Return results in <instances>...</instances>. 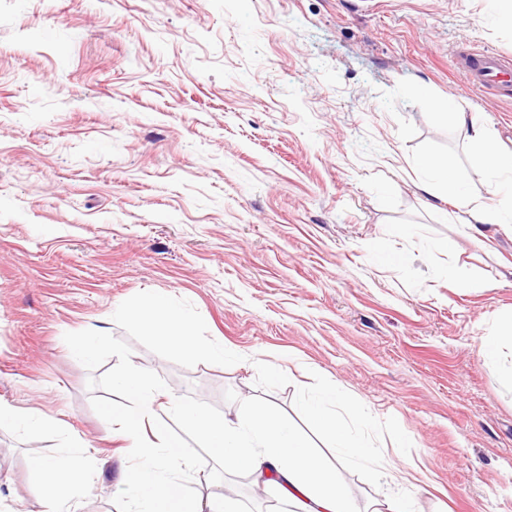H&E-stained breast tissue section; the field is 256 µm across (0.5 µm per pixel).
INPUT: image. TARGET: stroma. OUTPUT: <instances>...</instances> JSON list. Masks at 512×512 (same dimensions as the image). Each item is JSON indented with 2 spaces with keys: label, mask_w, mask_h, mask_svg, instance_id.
I'll use <instances>...</instances> for the list:
<instances>
[{
  "label": "stroma",
  "mask_w": 512,
  "mask_h": 512,
  "mask_svg": "<svg viewBox=\"0 0 512 512\" xmlns=\"http://www.w3.org/2000/svg\"><path fill=\"white\" fill-rule=\"evenodd\" d=\"M512 65L493 0H0V402L63 421L95 448L70 512H127L131 457L102 420L133 361L216 417L263 405L336 451L302 401L332 385L370 410L398 478L340 464L356 512H512V394L481 345L512 309V222L418 187L451 157L499 198L438 102L512 148V95L465 83L462 48ZM159 294L231 362L189 360L126 315ZM95 326L110 346L75 356ZM281 370L273 379L266 364ZM182 433L200 493L240 512L283 495ZM405 447H398V440ZM51 431L0 426V512H36L32 452ZM370 507L365 512H413L410 500L403 496L383 495L381 499H374Z\"/></svg>",
  "instance_id": "stroma-1"
}]
</instances>
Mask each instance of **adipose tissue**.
<instances>
[{"instance_id":"obj_1","label":"adipose tissue","mask_w":512,"mask_h":512,"mask_svg":"<svg viewBox=\"0 0 512 512\" xmlns=\"http://www.w3.org/2000/svg\"><path fill=\"white\" fill-rule=\"evenodd\" d=\"M453 119L478 145L477 161L489 174L493 189H500L501 177L512 173V150L494 148L488 131L465 113H454ZM419 167L425 177L423 192L453 197L471 210L477 219L470 227L473 236H481L482 224L499 221V209L476 203L464 193L463 177L456 174L450 159L427 156L420 160ZM130 316L159 327L162 344L178 349L187 359L205 358L215 363L228 360L223 349L201 343L193 333L192 317L163 297H146ZM115 382L125 391L129 403L122 411L108 408L104 414L133 459L122 479L133 505L131 512H227L229 508L230 500L223 492H212L204 500L193 494L189 477L195 459L182 436L170 429L168 421L172 418L179 419L212 458L223 461L225 468L245 472L260 488L276 483L302 512H353L336 465L310 448L283 418L258 408L232 424L214 419L151 385L131 363L124 366ZM303 411L330 439L338 460L349 461L375 476L394 469V462L383 458L356 431L368 416L361 402L341 399L335 387L327 386L305 399ZM4 422H20L66 436V453L53 460L32 453L29 468L40 491V512H69L71 495L87 483L90 448L67 437L65 425L35 411L21 413L0 403V424Z\"/></svg>"}]
</instances>
